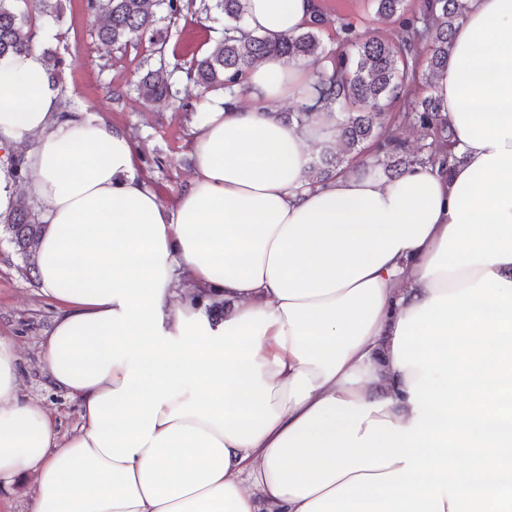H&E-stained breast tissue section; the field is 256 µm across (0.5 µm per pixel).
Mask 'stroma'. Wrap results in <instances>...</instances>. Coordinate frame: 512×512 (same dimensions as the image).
Masks as SVG:
<instances>
[{
    "label": "stroma",
    "mask_w": 512,
    "mask_h": 512,
    "mask_svg": "<svg viewBox=\"0 0 512 512\" xmlns=\"http://www.w3.org/2000/svg\"><path fill=\"white\" fill-rule=\"evenodd\" d=\"M329 14L330 24L320 33L325 50L339 46L336 24L352 21L360 33L397 41L400 29L377 14L373 0H317ZM60 23L48 25L35 19L40 48L56 50L65 60L59 84L62 100L73 110H85L125 131L140 152L165 159L162 168L142 172L141 177L169 208L175 207L188 188L193 158L187 147L194 121L139 96L144 48L118 50L103 45L86 0H61ZM224 21L200 20L189 14L170 29L165 47L169 61L189 67L220 37ZM20 255L0 232V335L10 337L19 357L18 390L21 398L37 403L51 419L58 438L76 434L82 424L80 407L63 390L54 387L42 360V346L57 314L55 304L42 294L37 278L22 271Z\"/></svg>",
    "instance_id": "stroma-1"
}]
</instances>
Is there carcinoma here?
Here are the masks:
<instances>
[{
    "label": "carcinoma",
    "mask_w": 512,
    "mask_h": 512,
    "mask_svg": "<svg viewBox=\"0 0 512 512\" xmlns=\"http://www.w3.org/2000/svg\"><path fill=\"white\" fill-rule=\"evenodd\" d=\"M51 0H0V61L21 55L36 45L32 13L49 21H60L58 6ZM378 15L395 20L401 40L391 42L379 36L364 37L351 22H341L336 33L345 50L330 54L323 48L319 30L327 19L316 8L302 31L272 38L247 31L242 22L247 0H86L88 10L100 17L98 40L108 46L126 49L149 45L154 62L136 84L138 93L175 110L192 111L179 98L178 84L184 80L201 93L222 91L237 99L248 71L267 55L287 61L305 60L314 69L316 96L301 104L296 112H281L288 124L310 125L320 114L338 110L336 139L342 149L325 150L310 163L311 185L323 184L339 173L353 170L350 157L363 156L359 166L380 167L387 178L395 179L417 164H439L450 168L456 159L453 130L439 112L432 95L412 96L416 79L414 52L425 44L429 76L448 63L451 34L467 7L465 0H421L419 9L407 7L406 0H373ZM224 17V30L210 50L189 67L167 61L164 48L168 26L193 7ZM402 104L405 112H385L392 104ZM408 125L417 138L436 144L428 154L402 141L392 124ZM11 175L28 180L24 149L9 155ZM43 224L34 203L24 194L17 198L12 212L0 219V230L21 256L28 270H37L35 245Z\"/></svg>",
    "instance_id": "1"
}]
</instances>
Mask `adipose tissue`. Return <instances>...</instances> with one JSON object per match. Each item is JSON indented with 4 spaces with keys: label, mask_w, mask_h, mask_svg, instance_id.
<instances>
[{
    "label": "adipose tissue",
    "mask_w": 512,
    "mask_h": 512,
    "mask_svg": "<svg viewBox=\"0 0 512 512\" xmlns=\"http://www.w3.org/2000/svg\"><path fill=\"white\" fill-rule=\"evenodd\" d=\"M315 0H248L292 34ZM307 62L270 55L248 106L198 103L176 209L121 129L63 111L40 48L0 65V216L39 206L43 359L78 399L58 441L0 336V490L30 512H512V0H468L433 80L447 171L310 185L336 117L298 127ZM224 302L223 320L208 311ZM34 474L30 473L26 476L22 486L18 487L11 494H1L0 512H28L29 497L27 491L34 481Z\"/></svg>",
    "instance_id": "adipose-tissue-1"
}]
</instances>
